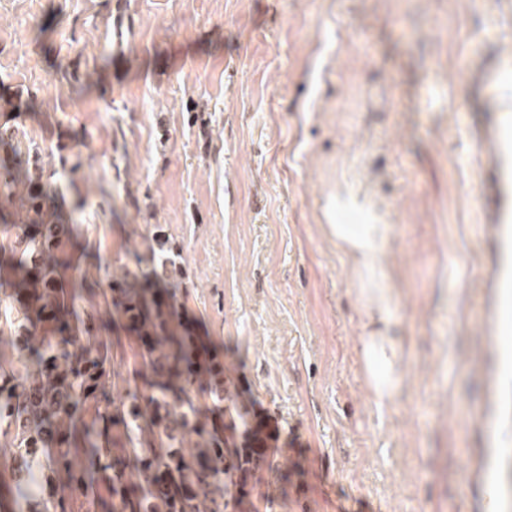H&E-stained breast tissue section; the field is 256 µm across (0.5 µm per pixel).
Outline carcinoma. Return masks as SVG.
Listing matches in <instances>:
<instances>
[{
    "instance_id": "obj_1",
    "label": "carcinoma",
    "mask_w": 512,
    "mask_h": 512,
    "mask_svg": "<svg viewBox=\"0 0 512 512\" xmlns=\"http://www.w3.org/2000/svg\"><path fill=\"white\" fill-rule=\"evenodd\" d=\"M15 129L0 123V150L13 152L11 165L0 164V206L18 197L26 220L4 250L8 281L25 292L26 320L18 336L0 338V349L27 353L30 371L14 382L0 379V423L14 432L18 456L52 447L45 468L64 473L70 495L84 493L91 473L112 471V512H223L219 492L237 471L255 462L243 448L234 452L217 436L214 426L202 422L189 399V387L208 377V389L224 396V383L199 364L181 339L180 323L170 305L151 285H182L184 271L173 259L133 254V265L112 276V310L137 336L146 352L152 394L145 399L151 417L152 440L131 449L128 458L102 462L106 449L96 438L108 432L112 417L99 411L88 424L82 406L102 392L107 356L91 343V326L74 322L58 289L56 251L70 236L73 225L60 223L50 209V188L43 169L22 159ZM189 442L184 452L174 444ZM43 487L36 470L25 472L16 488L24 499L32 487ZM43 512H70L68 499L48 493Z\"/></svg>"
}]
</instances>
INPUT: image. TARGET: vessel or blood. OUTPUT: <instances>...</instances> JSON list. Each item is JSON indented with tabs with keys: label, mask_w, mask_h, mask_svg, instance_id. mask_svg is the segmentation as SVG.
<instances>
[{
	"label": "vessel or blood",
	"mask_w": 512,
	"mask_h": 512,
	"mask_svg": "<svg viewBox=\"0 0 512 512\" xmlns=\"http://www.w3.org/2000/svg\"><path fill=\"white\" fill-rule=\"evenodd\" d=\"M485 129L488 138L496 143L493 201L487 219L497 226L500 263L493 270L492 278L495 287L512 288V114L492 113Z\"/></svg>",
	"instance_id": "obj_1"
}]
</instances>
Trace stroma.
Wrapping results in <instances>:
<instances>
[{"label":"stroma","instance_id":"stroma-1","mask_svg":"<svg viewBox=\"0 0 512 512\" xmlns=\"http://www.w3.org/2000/svg\"><path fill=\"white\" fill-rule=\"evenodd\" d=\"M487 88L512 113V0H0V95L35 103L0 123L74 227L61 274L107 349L111 455L148 372L112 274L159 224L188 341L229 379L224 415L202 385L195 408L239 445L279 433L226 512H484L512 484ZM339 224L393 228L374 266L404 380L381 412Z\"/></svg>","mask_w":512,"mask_h":512}]
</instances>
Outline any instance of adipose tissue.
I'll return each instance as SVG.
<instances>
[{
	"instance_id": "ef3b65f1",
	"label": "adipose tissue",
	"mask_w": 512,
	"mask_h": 512,
	"mask_svg": "<svg viewBox=\"0 0 512 512\" xmlns=\"http://www.w3.org/2000/svg\"><path fill=\"white\" fill-rule=\"evenodd\" d=\"M389 233L386 224H340L336 243L345 253L366 261L383 250ZM395 294V289L381 280L357 292L367 316V333L359 340L358 356L368 392L380 407L394 400L404 379L402 351L390 334Z\"/></svg>"
}]
</instances>
